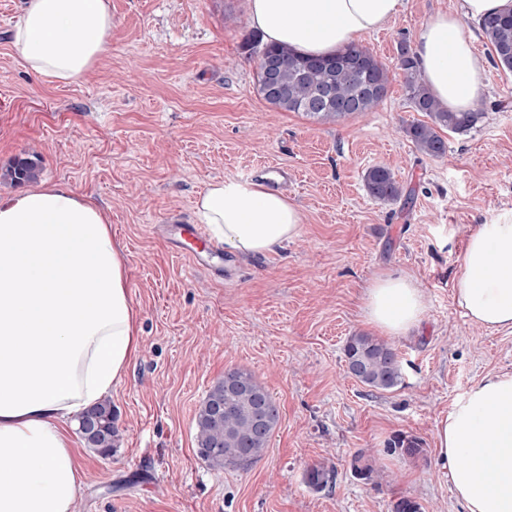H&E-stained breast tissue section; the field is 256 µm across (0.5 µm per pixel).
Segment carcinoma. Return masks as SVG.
<instances>
[{
    "label": "carcinoma",
    "mask_w": 512,
    "mask_h": 512,
    "mask_svg": "<svg viewBox=\"0 0 512 512\" xmlns=\"http://www.w3.org/2000/svg\"><path fill=\"white\" fill-rule=\"evenodd\" d=\"M480 27L492 47L495 62L512 71V14H491L481 20ZM260 55L274 60L277 66L270 81L264 65H258V92L267 103L285 112L336 121L370 110L387 92V68L361 45L313 58L287 46L267 44ZM398 66L403 72L408 99L416 111L426 113L432 120L430 125L411 124L404 128V133L423 155L440 158L447 152V142L439 130L466 132L476 124L478 113L444 109L431 93L405 42L399 46ZM40 172L37 158L20 157L7 176L21 183L37 179ZM365 184L373 198L384 202L396 201L404 192L385 166L368 169ZM344 353L348 362L359 365L357 380L364 386L388 391L401 384L398 354L389 342L356 334L347 341ZM215 404L224 406L222 415L213 412ZM91 414L93 428L82 438L87 447L110 455L120 441L111 402L106 400L94 406ZM279 418L274 400L249 370H229L224 373V380L209 389L196 413V445L205 449L199 457L212 468L246 470L267 451ZM422 445L416 437H398L389 443L387 451L416 458L423 451ZM375 464L374 458L361 452L353 457L351 467L360 479L369 481ZM305 479L309 486L322 489L331 481V473L314 465L306 470Z\"/></svg>",
    "instance_id": "carcinoma-1"
}]
</instances>
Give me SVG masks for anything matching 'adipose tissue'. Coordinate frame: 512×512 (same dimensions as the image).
I'll list each match as a JSON object with an SVG mask.
<instances>
[{
    "mask_svg": "<svg viewBox=\"0 0 512 512\" xmlns=\"http://www.w3.org/2000/svg\"><path fill=\"white\" fill-rule=\"evenodd\" d=\"M402 0H246L267 43L313 56L384 29ZM512 13V0H460L423 24L414 47L434 97L466 112L488 66L469 20ZM110 0H24L10 41L25 66L63 83L83 80L110 50ZM209 237L239 256L276 252L304 215L255 180L211 181L194 203ZM469 321L512 329V211L477 225L454 274ZM426 313L417 283L381 273L365 290L367 323L402 336ZM127 256L91 195L42 181L0 201V512H77L84 476L68 427L111 395L140 351ZM436 459L465 512H512V371L457 395L435 432Z\"/></svg>",
    "mask_w": 512,
    "mask_h": 512,
    "instance_id": "obj_1",
    "label": "adipose tissue"
}]
</instances>
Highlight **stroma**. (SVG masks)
<instances>
[{"label":"stroma","mask_w":512,"mask_h":512,"mask_svg":"<svg viewBox=\"0 0 512 512\" xmlns=\"http://www.w3.org/2000/svg\"><path fill=\"white\" fill-rule=\"evenodd\" d=\"M460 0H403L386 29L364 36L388 70L367 112L321 121L282 112L259 94V37L245 0H112V44L82 81L30 73L9 41L23 0H0V199L17 156L38 154L42 179L92 194L127 254L141 352L112 393L121 442L102 456L78 441L87 483L79 512H391L408 496L421 512H463L435 460L436 425L486 374L512 371V332L472 324L454 299L468 231L512 209V71L482 76L480 118L449 133L443 157L422 155L403 126L415 111L397 67L400 42ZM274 162L305 214L278 252L239 258L224 278L193 267L157 224H192L215 178H244ZM390 168L405 189L370 196L363 175ZM413 276L426 317L392 337L403 382L376 391L346 370L350 336L372 334L364 291L380 272ZM234 368L250 370L280 422L248 470L210 468L195 450V412ZM419 457L387 454L397 436ZM378 457L359 479V451ZM323 464L328 487L306 486Z\"/></svg>","instance_id":"stroma-1"}]
</instances>
